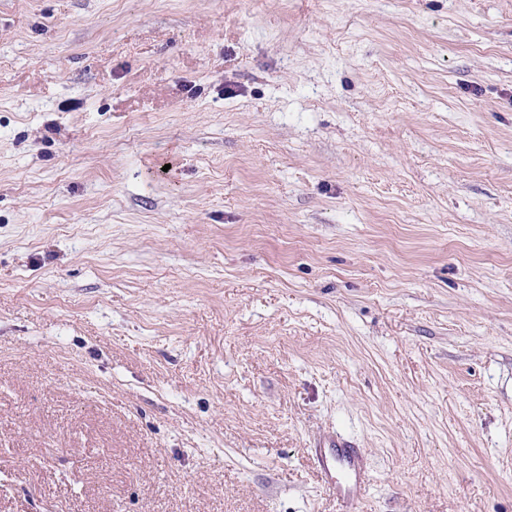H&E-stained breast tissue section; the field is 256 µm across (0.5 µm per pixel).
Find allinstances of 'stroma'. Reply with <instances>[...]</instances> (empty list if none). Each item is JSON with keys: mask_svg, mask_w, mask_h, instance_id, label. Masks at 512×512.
<instances>
[{"mask_svg": "<svg viewBox=\"0 0 512 512\" xmlns=\"http://www.w3.org/2000/svg\"><path fill=\"white\" fill-rule=\"evenodd\" d=\"M512 512V0H0V512ZM318 463L323 478L336 491L337 498L350 504L366 479L362 456L356 446L332 437L321 448Z\"/></svg>", "mask_w": 512, "mask_h": 512, "instance_id": "1", "label": "stroma"}]
</instances>
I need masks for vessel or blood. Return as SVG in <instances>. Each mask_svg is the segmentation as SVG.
Masks as SVG:
<instances>
[{
	"instance_id": "1",
	"label": "vessel or blood",
	"mask_w": 512,
	"mask_h": 512,
	"mask_svg": "<svg viewBox=\"0 0 512 512\" xmlns=\"http://www.w3.org/2000/svg\"><path fill=\"white\" fill-rule=\"evenodd\" d=\"M318 463L323 478L337 498L351 503L366 479L362 456L356 446L338 437L330 438L321 450Z\"/></svg>"
}]
</instances>
